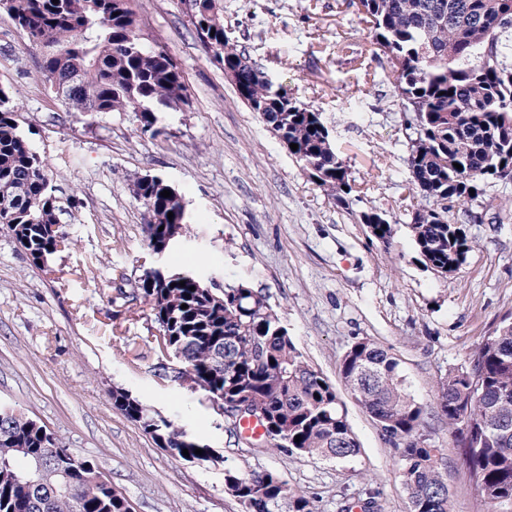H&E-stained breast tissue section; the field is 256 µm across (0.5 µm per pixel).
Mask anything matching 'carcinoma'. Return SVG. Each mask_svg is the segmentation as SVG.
<instances>
[{
	"instance_id": "1",
	"label": "carcinoma",
	"mask_w": 512,
	"mask_h": 512,
	"mask_svg": "<svg viewBox=\"0 0 512 512\" xmlns=\"http://www.w3.org/2000/svg\"><path fill=\"white\" fill-rule=\"evenodd\" d=\"M126 2L9 0L8 11L39 52L45 81L68 108L132 110L150 127L156 113L186 100V86L164 49L140 41ZM188 2L207 51L229 68L241 67L239 97L267 127L298 145L288 153L329 198L347 205L355 180L321 113L293 99L224 38L216 0ZM359 13L390 63L388 77L402 112L411 185L402 203L415 211L409 225L414 248L424 268L446 276L471 249L463 225L448 213L455 209L480 222L473 204H484L487 189L512 184V0H359ZM165 190L171 196H161ZM56 192L9 88L0 85V227L38 267L66 244L56 229L64 211ZM136 200L146 211L142 233L150 253L177 249L186 234L179 192L160 177L142 187ZM359 221L391 248L390 212L370 207ZM139 289L158 325L150 342L177 360L176 378L194 392L243 402L266 420L265 444L257 451L336 460L359 452L336 387L304 360L266 293L245 282L219 291L192 270L152 266ZM340 376L385 442L398 450L410 512H450L443 449L424 433L427 406L409 393L397 359L362 338L344 354ZM112 400L152 439L162 437L175 457L190 462L200 458L197 449L212 454L209 445L141 400L118 390ZM434 409L455 433L488 512H512V321L483 339L469 366L439 379ZM224 483L245 512H315L307 497L274 472L227 466ZM0 512L131 510L101 479L97 464L58 445L25 413L1 405Z\"/></svg>"
}]
</instances>
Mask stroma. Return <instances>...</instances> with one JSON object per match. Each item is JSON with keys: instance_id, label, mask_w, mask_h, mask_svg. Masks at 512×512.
<instances>
[{"instance_id": "obj_1", "label": "stroma", "mask_w": 512, "mask_h": 512, "mask_svg": "<svg viewBox=\"0 0 512 512\" xmlns=\"http://www.w3.org/2000/svg\"><path fill=\"white\" fill-rule=\"evenodd\" d=\"M218 5L230 41L321 112L359 202L334 204L288 154L206 53L182 0H128L142 42L163 47L187 87L186 103L159 113L152 132L131 111H66L39 53L0 9V84L13 91L61 196L75 201L58 226L71 244L46 267L0 230V403L97 463L135 512H243L224 489L228 465L281 475L316 512H340L372 491L379 512H409L397 450L350 396L342 401L359 452L336 461L236 442L229 420L175 380L173 361L146 342L157 331L149 305L129 297L154 263L132 179L161 176L186 204L188 233L165 258L170 269L194 266L216 287L244 281L263 290L304 359L333 385L351 344L374 340L429 407L439 377L468 365L484 337L512 319V185L489 189L491 216L466 225L473 246L456 272L425 269L411 215L399 207L408 171L389 66L374 54L358 0ZM367 206L393 214L391 248L359 222ZM116 389L204 440L224 465L159 448L113 406ZM425 426L447 455L452 512H486L446 422L431 413Z\"/></svg>"}]
</instances>
